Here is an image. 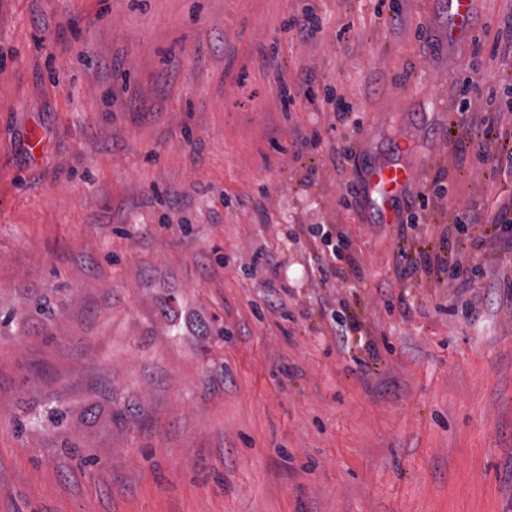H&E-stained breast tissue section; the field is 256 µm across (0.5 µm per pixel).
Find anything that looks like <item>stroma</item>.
Masks as SVG:
<instances>
[{
    "label": "stroma",
    "instance_id": "stroma-1",
    "mask_svg": "<svg viewBox=\"0 0 512 512\" xmlns=\"http://www.w3.org/2000/svg\"><path fill=\"white\" fill-rule=\"evenodd\" d=\"M308 7L315 38L284 29ZM509 15L475 0L471 41L446 0H0V512H512V249H466L469 289L398 276L512 201L457 110L512 82V48L474 55ZM392 162L404 232L343 204ZM312 224L352 243L325 283ZM265 243L283 310L241 271Z\"/></svg>",
    "mask_w": 512,
    "mask_h": 512
}]
</instances>
